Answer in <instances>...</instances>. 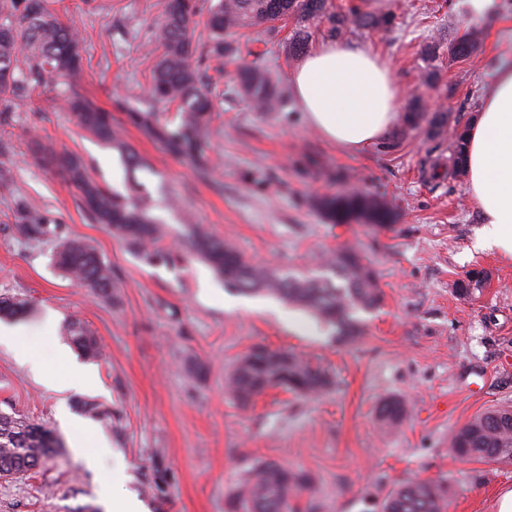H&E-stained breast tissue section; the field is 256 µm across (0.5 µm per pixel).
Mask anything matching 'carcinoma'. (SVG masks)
Instances as JSON below:
<instances>
[{"instance_id": "obj_1", "label": "carcinoma", "mask_w": 512, "mask_h": 512, "mask_svg": "<svg viewBox=\"0 0 512 512\" xmlns=\"http://www.w3.org/2000/svg\"><path fill=\"white\" fill-rule=\"evenodd\" d=\"M326 0H216L210 4L206 27L210 49L216 57L234 59L238 47L224 35L239 29L273 31L276 18L298 16L315 19L324 14ZM196 0H167L162 28L156 41L162 48L152 71L149 97L155 103H178L180 112L170 123L162 124L150 109L135 107L129 121L148 138L171 154L205 166L203 145L206 114L211 111L209 97L201 89V76L195 66L192 34L198 24ZM353 27L388 33L394 27L389 12H367L361 4L336 9L331 16L330 36L339 38ZM308 31L297 30L288 39L290 55L303 52ZM448 51L450 58H464L473 44L464 41L433 39L422 51L426 63L424 81L441 79L436 61ZM82 44L77 29L52 8V0H11V11L0 22V125L11 117L9 109L27 102L38 86L56 83L73 122L99 141L118 147L127 165L143 166L138 153L119 139L112 112L97 106L75 92L70 80L82 70ZM241 94L261 112H273L280 93L268 72L258 61L242 65L237 71ZM404 133L428 124V134L438 135L447 123L443 113L428 115L421 100L413 99L403 117ZM31 152L36 162L54 170L63 181L81 194L83 209L94 221L147 263L173 265L186 257L161 246L166 230L151 215V206L137 195L121 196L100 186L89 174L82 157L74 152L59 153L41 139L32 138ZM465 130L455 131L450 146L452 175L466 177ZM317 206L333 224L367 223L384 227L392 223V211L359 191L326 195ZM20 237L38 242L50 233L49 218L17 205ZM190 254L204 260L224 282L242 294L274 296L282 302L307 311L333 331L336 341L350 344L364 332L363 315L378 309L383 302L375 270L364 263L352 247L340 248L317 265L321 273H286L243 257L231 244L216 238L200 224L188 226ZM54 266L67 278L103 299H117L112 267L91 245L80 239L62 238L51 257ZM31 311L30 302L0 294V319H11ZM63 333L85 358L102 354L100 342L81 321L65 323ZM330 373L300 354L289 350L253 346L232 366L226 379L228 392L244 407L273 388H282L298 397H312L332 388ZM76 405L84 414L112 420V411L94 399L82 398ZM408 409L399 397L387 398L378 408L377 419L387 430L400 427ZM61 444L45 424L16 412H0V479L9 480L31 474L54 457ZM448 452L460 461L491 460L512 462V406L484 411L457 428L448 437ZM312 487L311 476L301 470L275 462L255 464L239 484L233 497L234 512H297V501ZM382 512H448V491L444 482L415 479L393 488L381 505Z\"/></svg>"}]
</instances>
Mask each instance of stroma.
<instances>
[{"label": "stroma", "mask_w": 512, "mask_h": 512, "mask_svg": "<svg viewBox=\"0 0 512 512\" xmlns=\"http://www.w3.org/2000/svg\"><path fill=\"white\" fill-rule=\"evenodd\" d=\"M347 0H327L326 13L289 18L275 33L240 30L228 39L240 61L260 59L282 94L277 112L256 111L235 92L236 64L210 52L208 32L193 34L195 60L210 93L201 172L146 139L125 106L149 95L160 54L155 33L165 0H63L62 17L77 26L84 68L75 88L111 110L121 139L146 162L132 170L120 152L78 128L53 87L36 89L28 107L0 125V293L31 302L18 319L45 370L65 374L82 362L91 385L66 391L45 386L0 346V410L46 423L62 446L38 473L0 481V512H76L99 508L98 492L136 498L142 512H228L246 470L259 459L306 471L310 493L300 512H380L395 486L416 478L444 479L448 512H497L499 492L512 488V462H460L449 434L487 409L512 406V258L475 249L481 215L465 182L448 171L451 129L468 126L491 90L484 31L470 23L465 0H367L394 14L390 33L351 29L346 41L365 45L391 64L403 90L400 108L421 98L428 112L448 115L449 133L401 135L392 128L365 156L336 147L309 127L285 82L297 60L285 43L307 29L310 47L328 41L329 16ZM475 40L470 57L440 58L439 82L422 80L421 52L435 34ZM57 151L79 154L92 176L123 195L147 192L151 213L168 229L166 245L182 247L187 227L203 224L248 260L288 272L314 269L318 256L351 245L378 272L381 307L366 318L355 344L337 343L308 315L275 299L237 294L191 257L172 268L139 260L79 205V192L34 163L32 134ZM356 188L397 214L388 228L332 224L315 209L317 196ZM47 212L65 236L92 244L110 263L117 301L98 297L57 271V243L13 231L17 199ZM475 267L489 281L478 299L456 292ZM80 320L98 336L103 355L81 360L62 336ZM292 350L331 373L323 396L302 399L272 389L240 408L224 378L251 347ZM67 360H60L59 351ZM207 370L196 375V363ZM403 399L409 417L384 430L376 408ZM112 411L85 430L63 428L60 408L80 398ZM105 437L111 456L88 470L77 444Z\"/></svg>", "instance_id": "1"}]
</instances>
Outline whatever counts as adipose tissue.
I'll use <instances>...</instances> for the list:
<instances>
[{
  "label": "adipose tissue",
  "mask_w": 512,
  "mask_h": 512,
  "mask_svg": "<svg viewBox=\"0 0 512 512\" xmlns=\"http://www.w3.org/2000/svg\"><path fill=\"white\" fill-rule=\"evenodd\" d=\"M468 12L484 26L493 86L466 131V189L483 222L479 248L512 257V63L498 53L499 40L512 30V11L505 0H468ZM286 82L307 123L354 155L377 146L399 118L402 89L389 61L361 45L326 42L287 72ZM20 335L0 328V343L15 347L20 361L49 386L62 390L69 379L86 381L76 366L64 378L46 374L34 348L18 346Z\"/></svg>",
  "instance_id": "ef3b65f1"
}]
</instances>
